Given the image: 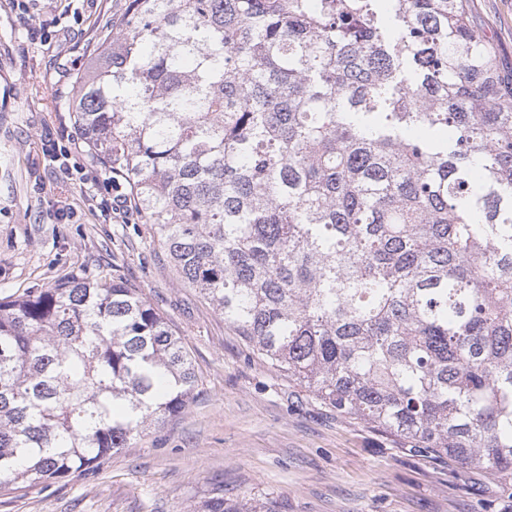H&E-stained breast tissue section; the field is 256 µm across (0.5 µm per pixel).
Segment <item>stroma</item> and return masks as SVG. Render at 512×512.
Segmentation results:
<instances>
[{
	"mask_svg": "<svg viewBox=\"0 0 512 512\" xmlns=\"http://www.w3.org/2000/svg\"><path fill=\"white\" fill-rule=\"evenodd\" d=\"M504 76L512 0H471ZM126 0H0V297L68 276L138 289L182 337L198 376L186 408L97 467L47 486L0 491V512H206L211 498L253 512H512L478 469L395 447L289 382L185 284L137 213L115 194L73 120L70 80ZM71 135L91 182L65 179L42 145Z\"/></svg>",
	"mask_w": 512,
	"mask_h": 512,
	"instance_id": "1",
	"label": "stroma"
}]
</instances>
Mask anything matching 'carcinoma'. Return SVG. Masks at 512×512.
Segmentation results:
<instances>
[{
	"mask_svg": "<svg viewBox=\"0 0 512 512\" xmlns=\"http://www.w3.org/2000/svg\"><path fill=\"white\" fill-rule=\"evenodd\" d=\"M128 0L73 88L92 159L274 369L512 492V92L468 0ZM182 338L107 277L0 298V487L188 404Z\"/></svg>",
	"mask_w": 512,
	"mask_h": 512,
	"instance_id": "obj_1",
	"label": "carcinoma"
}]
</instances>
